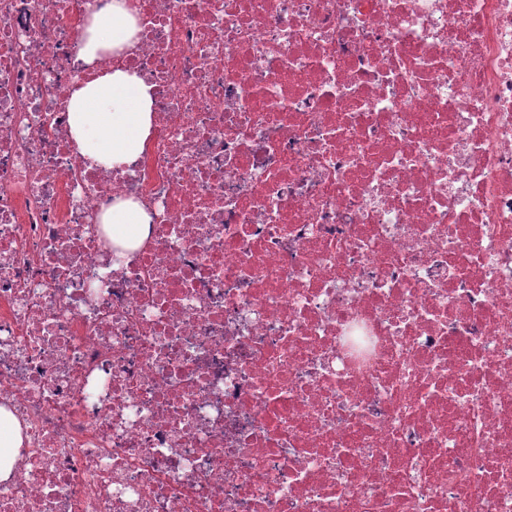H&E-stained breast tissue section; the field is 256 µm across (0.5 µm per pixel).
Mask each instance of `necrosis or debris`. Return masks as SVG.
<instances>
[{"instance_id":"4bbe7bcc","label":"necrosis or debris","mask_w":512,"mask_h":512,"mask_svg":"<svg viewBox=\"0 0 512 512\" xmlns=\"http://www.w3.org/2000/svg\"><path fill=\"white\" fill-rule=\"evenodd\" d=\"M132 2L88 63L109 0H0V512H512V0ZM107 11L95 15L86 27L83 59L90 63L106 51L129 46L137 31L130 0H112ZM72 139L91 164L121 169L133 164L152 129V86L137 72L104 71L73 91ZM150 217L140 203L118 200L101 216V223L112 237L113 243L133 248L147 232ZM112 229L116 236L112 235ZM20 427L14 416L0 407V479H7L15 463L14 448H20Z\"/></svg>"}]
</instances>
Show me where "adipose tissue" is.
I'll return each instance as SVG.
<instances>
[{"label":"adipose tissue","instance_id":"adipose-tissue-1","mask_svg":"<svg viewBox=\"0 0 512 512\" xmlns=\"http://www.w3.org/2000/svg\"><path fill=\"white\" fill-rule=\"evenodd\" d=\"M136 18L129 0H113L86 27L82 57L93 62L102 53L130 45ZM72 139L83 157L96 166L121 169L133 164L152 129V86L128 70L100 73L73 91L69 102ZM150 217L140 203L120 200L101 216L105 229L115 231L116 244L135 247Z\"/></svg>","mask_w":512,"mask_h":512}]
</instances>
